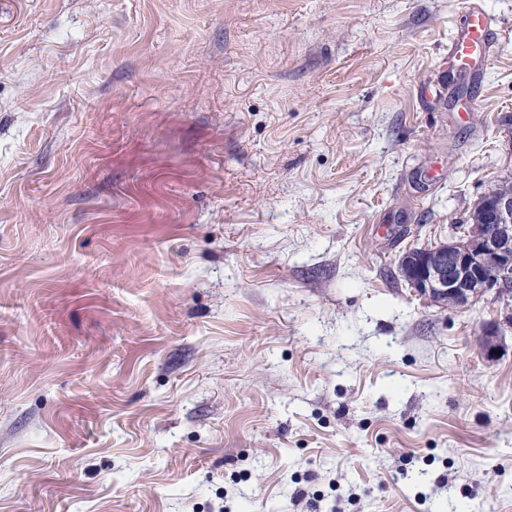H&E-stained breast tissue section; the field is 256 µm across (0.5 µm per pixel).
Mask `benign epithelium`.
I'll return each mask as SVG.
<instances>
[{"mask_svg":"<svg viewBox=\"0 0 512 512\" xmlns=\"http://www.w3.org/2000/svg\"><path fill=\"white\" fill-rule=\"evenodd\" d=\"M479 203L487 223L467 224L446 243L405 253L399 271L419 295L443 307L502 304L503 320L486 324L479 337L486 357L494 358L504 329L512 330V187L493 189Z\"/></svg>","mask_w":512,"mask_h":512,"instance_id":"obj_1","label":"benign epithelium"}]
</instances>
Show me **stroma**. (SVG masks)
<instances>
[{
	"label": "stroma",
	"instance_id": "35a3bbf8",
	"mask_svg": "<svg viewBox=\"0 0 512 512\" xmlns=\"http://www.w3.org/2000/svg\"><path fill=\"white\" fill-rule=\"evenodd\" d=\"M507 179L512 0H0V512H512ZM488 24L485 15L479 10L470 13V21L465 34L455 45V57L460 61L461 67L470 68L473 61L471 58L476 55L486 62ZM491 224H465L448 243L411 250L399 262L402 277L421 296L448 309L480 301L502 303V321L486 324L480 344L495 358L504 327L512 331V187L496 188L478 201Z\"/></svg>",
	"mask_w": 512,
	"mask_h": 512
}]
</instances>
